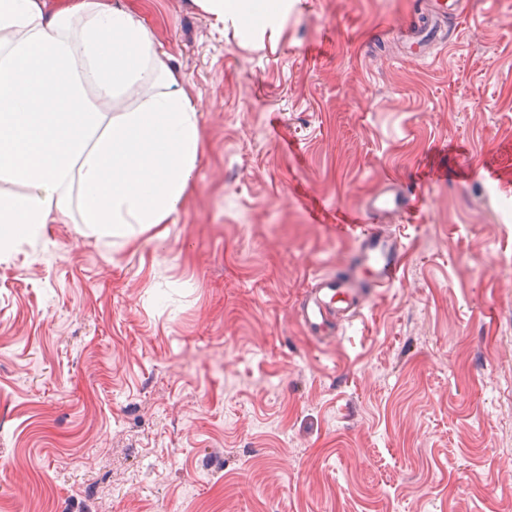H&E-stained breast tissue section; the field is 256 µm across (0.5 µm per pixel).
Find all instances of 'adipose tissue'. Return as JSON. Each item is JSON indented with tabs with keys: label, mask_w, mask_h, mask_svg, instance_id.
Instances as JSON below:
<instances>
[{
	"label": "adipose tissue",
	"mask_w": 512,
	"mask_h": 512,
	"mask_svg": "<svg viewBox=\"0 0 512 512\" xmlns=\"http://www.w3.org/2000/svg\"><path fill=\"white\" fill-rule=\"evenodd\" d=\"M253 27L288 0H206ZM132 106H125V99ZM197 102L138 13L109 0H0V259L44 225L78 218L128 244L170 223L203 152Z\"/></svg>",
	"instance_id": "1"
}]
</instances>
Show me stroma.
I'll list each match as a JSON object with an SVG mask.
<instances>
[{"label": "stroma", "instance_id": "stroma-1", "mask_svg": "<svg viewBox=\"0 0 512 512\" xmlns=\"http://www.w3.org/2000/svg\"><path fill=\"white\" fill-rule=\"evenodd\" d=\"M421 0L135 10L206 151L164 240L50 224L0 260V512H512V0L401 59ZM398 281L320 345L294 309L387 177ZM324 206L313 220L311 210ZM206 9L224 29V22L237 23L245 28L255 24L254 0H206Z\"/></svg>", "mask_w": 512, "mask_h": 512}]
</instances>
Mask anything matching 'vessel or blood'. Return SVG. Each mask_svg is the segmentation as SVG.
I'll return each instance as SVG.
<instances>
[{
    "mask_svg": "<svg viewBox=\"0 0 512 512\" xmlns=\"http://www.w3.org/2000/svg\"><path fill=\"white\" fill-rule=\"evenodd\" d=\"M423 200V190L407 191L389 177L358 210L338 214L339 228L357 230V244L346 268L317 273L310 279L298 305L299 323L309 336L320 343L336 336L370 299L398 280L406 254L404 244L377 219L412 213Z\"/></svg>",
    "mask_w": 512,
    "mask_h": 512,
    "instance_id": "vessel-or-blood-1",
    "label": "vessel or blood"
}]
</instances>
